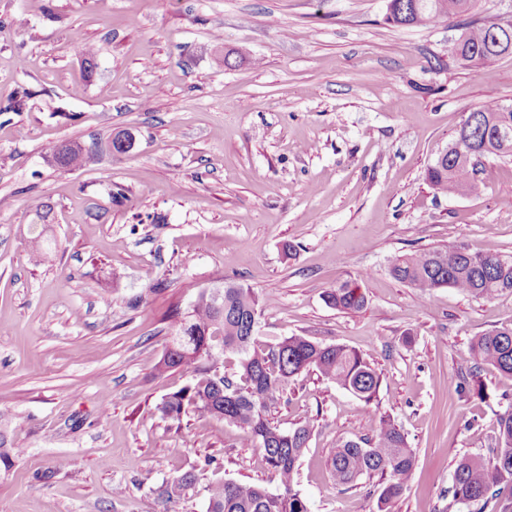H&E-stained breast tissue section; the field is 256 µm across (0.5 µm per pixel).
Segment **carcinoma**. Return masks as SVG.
Wrapping results in <instances>:
<instances>
[{
    "label": "carcinoma",
    "mask_w": 512,
    "mask_h": 512,
    "mask_svg": "<svg viewBox=\"0 0 512 512\" xmlns=\"http://www.w3.org/2000/svg\"><path fill=\"white\" fill-rule=\"evenodd\" d=\"M473 0H388L387 20L402 27L440 24L469 12ZM512 52V33L494 37L488 24L473 23L448 46L456 60L484 64ZM448 155L429 166L428 185L437 194L462 195L474 186L476 165L467 159L476 146L488 144L491 156L512 155V106H482L467 115ZM66 169L81 167L88 152L78 144L53 147ZM391 275L427 294L437 288L493 298L512 292V254L480 255L461 244H450L404 255L395 260ZM326 302L342 311H358L366 304L361 286L344 283L331 288ZM272 301L232 280L224 286L201 288L187 312L174 309L176 336L154 365L157 374L180 370L189 376L181 389L164 396L157 406L176 426L191 415H209L248 431L263 452L278 481V490L231 480L207 487L206 512H310L308 501L295 489L298 462L311 435L309 424L285 430L275 426L268 412L281 403L291 379L314 370L357 399L369 403L379 391L381 376L367 357L341 344H322L307 336L277 342L257 341L260 308ZM237 356L236 370L224 372V354ZM474 368L493 367L512 375V323L478 337L471 346ZM23 452L0 434V469L9 470ZM415 452L407 436L388 416L380 418L374 435L342 439L330 458L336 486L352 487L363 477H379L380 512L408 488ZM198 476L186 472L156 489L158 498L174 502L195 487ZM454 501L469 506L495 503L499 512H512V408L498 418L492 456L465 457L457 465L448 489Z\"/></svg>",
    "instance_id": "obj_1"
}]
</instances>
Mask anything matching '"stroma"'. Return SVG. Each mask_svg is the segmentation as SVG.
<instances>
[{"mask_svg":"<svg viewBox=\"0 0 512 512\" xmlns=\"http://www.w3.org/2000/svg\"><path fill=\"white\" fill-rule=\"evenodd\" d=\"M386 5L0 0V433L22 450L0 472V512H163L156 488L187 472L199 480L176 512H204L216 481L277 490L246 431L157 410L187 382L153 372L173 308L228 278L274 298L259 342L343 344L382 375L366 404L306 372L272 410L312 428L296 475L311 512H378L376 479L338 487L329 459L385 413L416 453L388 512H479L448 489L462 458L491 454L512 375L481 369L479 395L457 382L473 340L512 320V292L423 295L390 267L451 243L512 254V156L486 159L463 195L425 181L469 112L512 106V53L448 56L466 20H512V0L412 28ZM121 131L134 145L117 154ZM61 142L89 148L83 167L57 164ZM366 273L362 310L326 303Z\"/></svg>","mask_w":512,"mask_h":512,"instance_id":"1","label":"stroma"}]
</instances>
